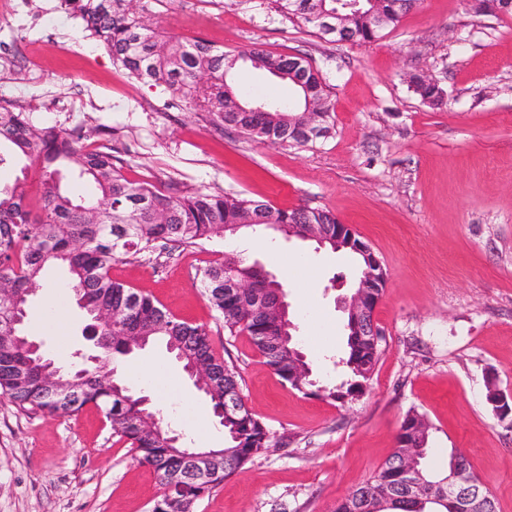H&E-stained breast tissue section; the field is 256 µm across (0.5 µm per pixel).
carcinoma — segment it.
<instances>
[{"label": "carcinoma", "instance_id": "cac0c4a2", "mask_svg": "<svg viewBox=\"0 0 512 512\" xmlns=\"http://www.w3.org/2000/svg\"><path fill=\"white\" fill-rule=\"evenodd\" d=\"M353 0H271L280 16L302 23L329 42L368 44L398 26L413 9V0H376L351 6ZM83 21L88 37L103 45L114 62L132 77L146 83L162 84L193 101L197 112L213 114L219 123L238 130L243 136L264 143L306 147L329 137L333 129V105L328 86L319 72L301 56L272 54L254 47L247 50L254 67L264 69L293 86L297 99L278 104L267 112H255L252 105H237L224 90L226 75L238 58L224 48L199 37L167 36L151 28L133 8V0H65ZM340 11L339 28L320 24L324 12ZM316 114L319 138H308L298 126L303 113ZM80 129L57 130L38 127L29 115L0 105V165L23 159L39 163L40 190L31 202L25 184L0 187V281L12 288V296L0 298V313L11 309L12 298L28 294L50 265H63L70 276V287L79 307L91 318L103 308L117 314L111 339L98 347L106 356L124 355L129 350L125 339L127 321L137 323L147 333L146 342L161 339L174 354L187 350L197 361L223 373L222 383L203 393L212 412L224 427V468L219 482L239 472L255 455L271 446L266 426L248 409L231 416L224 414V394L231 391L243 398L241 377L218 354L208 332L201 325L172 318L149 295L112 279V262L137 256L155 248L159 242L193 245L200 240L224 234L226 224H281L288 235L290 224H327L336 227L338 219L319 208H276L263 201L203 191L184 194L164 192L149 181L127 179L115 164L112 147L100 144L80 146ZM73 162L79 178L92 181L97 193L76 196L61 182L62 168ZM252 281L251 292L264 297L274 295L271 284L253 266L233 257L216 260L200 272V288L210 306L224 319L230 334L245 332L252 344L282 382L308 396L343 402L362 394L382 352V342L358 335L352 321L346 323L345 356L341 362L350 379L340 386L327 387L314 378L299 374L304 358L295 339L281 335L274 314L262 318L240 313L243 302L235 288L224 287V280ZM29 356L17 346L0 345V393L22 409H37L50 414H74L87 405L103 413L112 434L129 443L136 461L153 469L161 488L169 475L181 467L179 445L170 444L168 428L162 420L148 429L141 424L147 409L145 399L122 377L113 384L100 383L94 367L78 376L60 372L73 398L60 402L51 397L39 373L28 367ZM418 422L416 441L421 445L417 459L409 464L403 449L396 448L378 468L372 479L358 485L336 502L333 512H451L448 505V476L457 458L450 451L446 467L432 470L425 464L430 451L431 424L427 418L409 412L403 423ZM430 486V494L416 499L406 493L404 470ZM213 487L193 485L172 493L164 501L165 512H193L195 504Z\"/></svg>", "mask_w": 512, "mask_h": 512}]
</instances>
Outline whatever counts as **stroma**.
Returning a JSON list of instances; mask_svg holds the SVG:
<instances>
[{
  "label": "stroma",
  "mask_w": 512,
  "mask_h": 512,
  "mask_svg": "<svg viewBox=\"0 0 512 512\" xmlns=\"http://www.w3.org/2000/svg\"><path fill=\"white\" fill-rule=\"evenodd\" d=\"M136 8L178 36L186 16L205 11L196 37L231 55L258 45L305 56L330 87L331 136L300 148L218 125L165 86L129 77L64 0H10L0 11V104L40 127L89 133L131 180L329 210L386 272L375 311L383 353L365 394L341 403L282 385L247 334L225 332L198 274L228 252L273 273L281 259L308 256L303 281L285 283L289 315L307 360L337 385L346 378L341 300L356 279L347 254L260 231L113 263L114 279L208 329L274 440L194 512H332L392 453L410 411L432 425L430 467L449 450L465 453L498 512H512V426L486 400L491 377L512 394V16L477 13L473 0H421L396 29L357 45L324 41L267 0H137ZM419 75L445 89L442 104L414 92ZM226 81L244 96L288 94L287 83L240 59ZM68 281L56 267L38 282L32 310L54 304L59 318L27 328L67 368L91 352L73 293L56 292ZM130 361L161 366L188 403L210 412L164 345ZM161 492L96 407L51 416L0 396V512H149Z\"/></svg>",
  "instance_id": "obj_1"
}]
</instances>
